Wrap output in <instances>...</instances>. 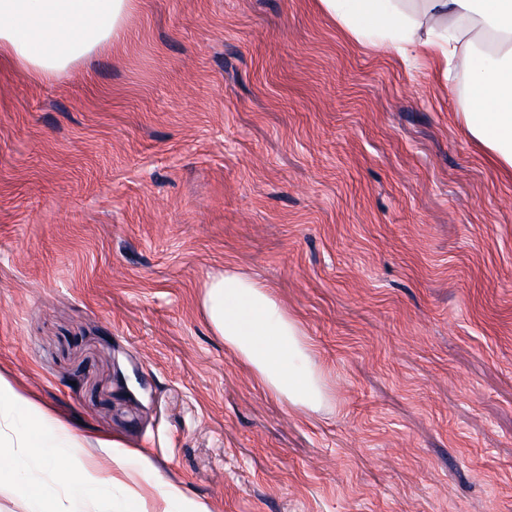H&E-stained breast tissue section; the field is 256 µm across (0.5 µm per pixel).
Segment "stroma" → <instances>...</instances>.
<instances>
[{"label": "stroma", "mask_w": 512, "mask_h": 512, "mask_svg": "<svg viewBox=\"0 0 512 512\" xmlns=\"http://www.w3.org/2000/svg\"><path fill=\"white\" fill-rule=\"evenodd\" d=\"M464 105L316 0H137L58 78L1 59L0 370L148 512H512V177ZM228 263L301 322L321 411L207 326Z\"/></svg>", "instance_id": "35a3bbf8"}]
</instances>
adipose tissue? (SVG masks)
<instances>
[{"label":"adipose tissue","instance_id":"adipose-tissue-1","mask_svg":"<svg viewBox=\"0 0 512 512\" xmlns=\"http://www.w3.org/2000/svg\"><path fill=\"white\" fill-rule=\"evenodd\" d=\"M354 40L374 38L430 53L444 74L465 79L461 117L470 139L512 174V0H318ZM135 0H0V56L33 77L55 76L122 40ZM210 329L255 383L293 407L319 411L329 400L313 346L274 291L235 266L210 278L202 295ZM86 459L65 427L0 374V484L26 472L28 495L47 512H145L138 495L114 502L124 472L115 446L98 441ZM54 466V481L40 471Z\"/></svg>","mask_w":512,"mask_h":512}]
</instances>
